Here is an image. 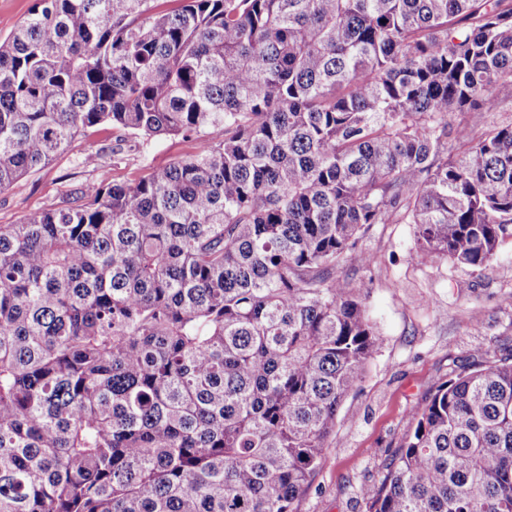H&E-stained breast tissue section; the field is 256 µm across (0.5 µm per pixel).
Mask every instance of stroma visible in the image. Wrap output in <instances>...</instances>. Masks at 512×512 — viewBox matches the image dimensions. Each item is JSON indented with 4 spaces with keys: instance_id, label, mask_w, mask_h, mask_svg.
Masks as SVG:
<instances>
[{
    "instance_id": "1",
    "label": "stroma",
    "mask_w": 512,
    "mask_h": 512,
    "mask_svg": "<svg viewBox=\"0 0 512 512\" xmlns=\"http://www.w3.org/2000/svg\"><path fill=\"white\" fill-rule=\"evenodd\" d=\"M110 126L88 129L41 169L0 191V224L64 206L72 190L90 182H134L217 141L218 128L200 136H159L148 143L117 141ZM95 164H84L87 153ZM377 255L365 267L348 258L337 265L383 338L359 385L342 404L336 427L294 512H364L361 486L376 482L407 433L409 410L476 354L512 356V241L484 269L442 258L412 260L414 227L375 224L360 239Z\"/></svg>"
}]
</instances>
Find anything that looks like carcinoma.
<instances>
[{"label":"carcinoma","instance_id":"1","mask_svg":"<svg viewBox=\"0 0 512 512\" xmlns=\"http://www.w3.org/2000/svg\"><path fill=\"white\" fill-rule=\"evenodd\" d=\"M512 0H35L0 190L82 131L218 142L0 224V512H294L382 337L334 276L512 239ZM366 512H512V361L413 406Z\"/></svg>","mask_w":512,"mask_h":512}]
</instances>
